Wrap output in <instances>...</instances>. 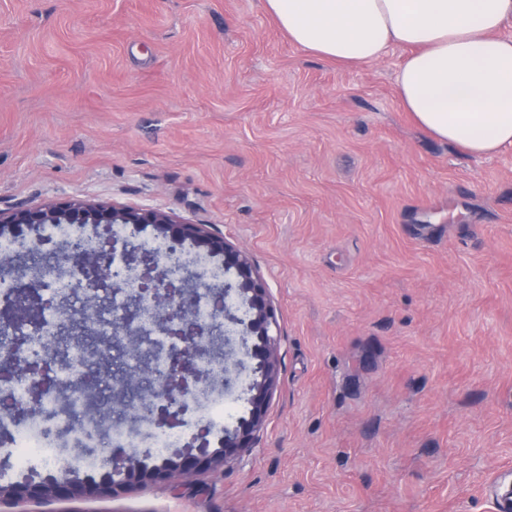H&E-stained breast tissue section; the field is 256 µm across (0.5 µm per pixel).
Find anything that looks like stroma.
<instances>
[{
    "label": "stroma",
    "mask_w": 512,
    "mask_h": 512,
    "mask_svg": "<svg viewBox=\"0 0 512 512\" xmlns=\"http://www.w3.org/2000/svg\"><path fill=\"white\" fill-rule=\"evenodd\" d=\"M263 0H0V209L161 208L244 250L281 370L256 448L196 481L0 512H493L512 473V147L399 101ZM100 448L135 432L101 390Z\"/></svg>",
    "instance_id": "35a3bbf8"
}]
</instances>
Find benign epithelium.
<instances>
[{"label": "benign epithelium", "instance_id": "benign-epithelium-1", "mask_svg": "<svg viewBox=\"0 0 512 512\" xmlns=\"http://www.w3.org/2000/svg\"><path fill=\"white\" fill-rule=\"evenodd\" d=\"M65 225L71 229L67 250L71 265L48 264L40 274L57 279H75L84 294V306L74 314L64 297L52 302L60 320L80 324L81 332L96 334L99 314L97 284L112 283L119 290L128 283L137 284L119 311H112L114 344L133 352L136 364L124 376L123 384L139 385L147 377L150 389L133 408V419L149 420L159 428L185 424L184 416L197 407L200 398L213 385L203 367L211 357L213 337L224 339V393L244 398L247 415L237 419L215 449L210 448L209 428L202 426L192 438L193 448L176 450L161 463L146 466L116 448L102 456L101 473L95 478L72 479L66 475L35 480L28 476L20 482L0 484V502L17 504L48 498H91L115 495L157 480L190 479L240 459L256 447L267 421L270 401L276 390L281 364L280 337L274 309L265 283L248 255L209 230L206 224L180 220L162 209L136 208L99 203H46L37 207L17 206L0 210V235L9 238L20 251H28L33 242L26 231ZM150 226L154 238L169 243L175 250L156 264L153 254L135 240L136 232ZM130 229V235L117 230ZM192 246L193 254L182 253V245ZM121 250L127 262L116 265L112 256ZM222 257L224 281L209 285L214 273L206 260ZM209 301L213 318L199 321L195 307L199 299ZM27 309L24 303L0 313V334L11 335L7 351L0 356V374H23L34 389L47 384L48 362L61 358L65 349L58 341L42 356H23L29 337L18 327L29 321L15 313Z\"/></svg>", "mask_w": 512, "mask_h": 512}]
</instances>
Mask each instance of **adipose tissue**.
Returning <instances> with one entry per match:
<instances>
[{
	"mask_svg": "<svg viewBox=\"0 0 512 512\" xmlns=\"http://www.w3.org/2000/svg\"><path fill=\"white\" fill-rule=\"evenodd\" d=\"M295 45L345 65L409 48L396 77L417 126L474 157L512 147V0H265Z\"/></svg>",
	"mask_w": 512,
	"mask_h": 512,
	"instance_id": "obj_1",
	"label": "adipose tissue"
}]
</instances>
